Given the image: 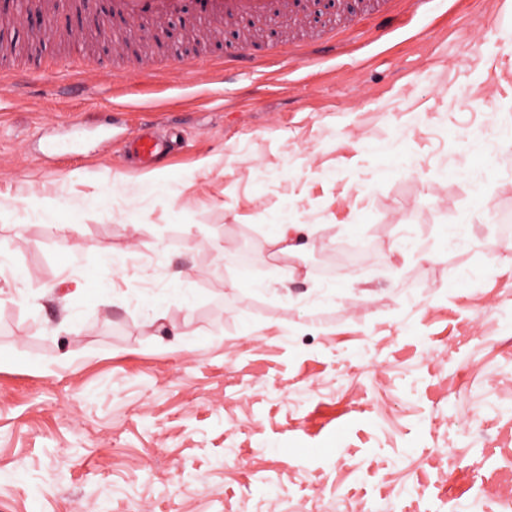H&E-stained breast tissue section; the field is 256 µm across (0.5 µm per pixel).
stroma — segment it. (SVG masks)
I'll return each instance as SVG.
<instances>
[{
  "instance_id": "obj_1",
  "label": "stroma",
  "mask_w": 512,
  "mask_h": 512,
  "mask_svg": "<svg viewBox=\"0 0 512 512\" xmlns=\"http://www.w3.org/2000/svg\"><path fill=\"white\" fill-rule=\"evenodd\" d=\"M109 16L90 0L68 43L43 37L27 95L0 81V512L471 499L512 451V137L484 136L512 126V0L369 15L306 67L290 36L250 64L213 39L209 81L60 95L108 56ZM130 46L195 56L176 23ZM148 120L166 165L123 154ZM280 223L301 253L272 244ZM275 233L272 243L283 245L281 251L289 253L291 251H300L304 245L299 242L301 240L302 228L294 224H278L275 225Z\"/></svg>"
}]
</instances>
